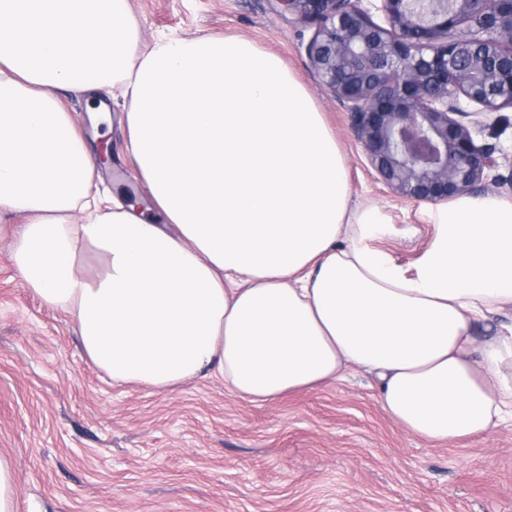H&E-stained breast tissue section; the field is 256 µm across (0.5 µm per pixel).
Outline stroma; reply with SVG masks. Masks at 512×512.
Here are the masks:
<instances>
[{"label": "stroma", "instance_id": "35a3bbf8", "mask_svg": "<svg viewBox=\"0 0 512 512\" xmlns=\"http://www.w3.org/2000/svg\"><path fill=\"white\" fill-rule=\"evenodd\" d=\"M142 45L242 37L279 56L336 136L355 202L390 231L375 244L403 265L431 246L436 205L392 197L370 168L348 113L305 54L315 26L271 0H129ZM65 104L91 148H112L97 182L132 189L152 223L111 102L92 123L86 94ZM0 238V456L17 470L16 512H512V422L488 435L428 442L393 420L367 373L251 403L212 379L169 391L113 385L84 358L65 313L43 304Z\"/></svg>", "mask_w": 512, "mask_h": 512}]
</instances>
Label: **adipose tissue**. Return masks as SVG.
<instances>
[{
	"mask_svg": "<svg viewBox=\"0 0 512 512\" xmlns=\"http://www.w3.org/2000/svg\"><path fill=\"white\" fill-rule=\"evenodd\" d=\"M119 91L164 225L93 194L97 162L63 93ZM13 264L118 384L216 378L265 402L362 370L430 442L512 421V200L459 197L405 269L374 246L345 158L305 86L232 37L141 50L128 0H0V217ZM91 253L100 272L80 262Z\"/></svg>",
	"mask_w": 512,
	"mask_h": 512,
	"instance_id": "1",
	"label": "adipose tissue"
}]
</instances>
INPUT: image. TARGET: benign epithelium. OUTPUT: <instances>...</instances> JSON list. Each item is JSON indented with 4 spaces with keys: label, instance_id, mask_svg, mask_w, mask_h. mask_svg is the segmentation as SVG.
<instances>
[{
    "label": "benign epithelium",
    "instance_id": "1",
    "mask_svg": "<svg viewBox=\"0 0 512 512\" xmlns=\"http://www.w3.org/2000/svg\"><path fill=\"white\" fill-rule=\"evenodd\" d=\"M274 2L316 25L310 66L391 195L437 204L512 193V158L473 137L512 109V0H377L380 22L364 0Z\"/></svg>",
    "mask_w": 512,
    "mask_h": 512
}]
</instances>
